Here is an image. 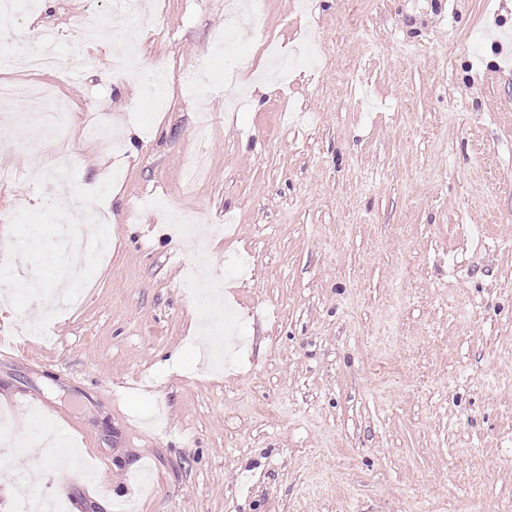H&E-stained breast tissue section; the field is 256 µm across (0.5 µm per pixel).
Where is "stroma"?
<instances>
[{
    "instance_id": "35a3bbf8",
    "label": "stroma",
    "mask_w": 512,
    "mask_h": 512,
    "mask_svg": "<svg viewBox=\"0 0 512 512\" xmlns=\"http://www.w3.org/2000/svg\"><path fill=\"white\" fill-rule=\"evenodd\" d=\"M149 2L138 82L71 54L105 0L44 11L61 84L8 64L28 13L0 28V82L57 83L73 159L30 185L0 110V512L51 475L68 512H512V0H265L233 84L216 0ZM91 112L140 139L110 152ZM70 222L106 254L51 250ZM75 265L81 301L25 335L19 270ZM48 432L74 467L31 475Z\"/></svg>"
}]
</instances>
